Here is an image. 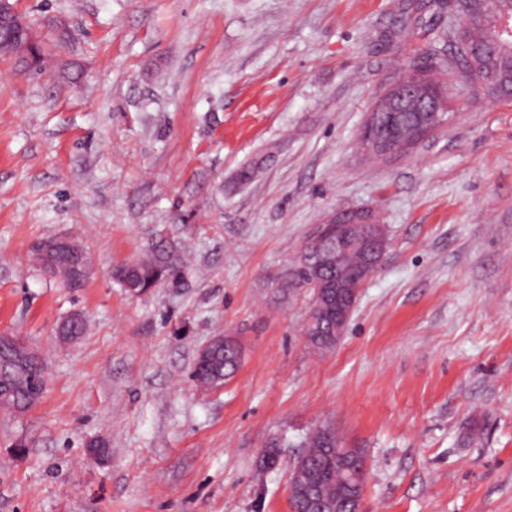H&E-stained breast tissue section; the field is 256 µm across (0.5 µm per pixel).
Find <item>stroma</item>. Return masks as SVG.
I'll return each instance as SVG.
<instances>
[{
	"instance_id": "1",
	"label": "stroma",
	"mask_w": 512,
	"mask_h": 512,
	"mask_svg": "<svg viewBox=\"0 0 512 512\" xmlns=\"http://www.w3.org/2000/svg\"><path fill=\"white\" fill-rule=\"evenodd\" d=\"M14 3L49 64L0 56V336L47 374L27 413L0 411V512H293V463L319 427L365 453L359 512H512V102L455 97L451 122L390 163L357 150L447 12ZM352 209L389 245L317 355L308 292L276 275ZM59 234L91 255L81 288L30 260ZM159 241L188 254L183 276L131 297L112 271ZM75 312L87 330L62 339ZM215 336L241 365L205 391L191 373ZM93 439L106 458L87 457Z\"/></svg>"
}]
</instances>
